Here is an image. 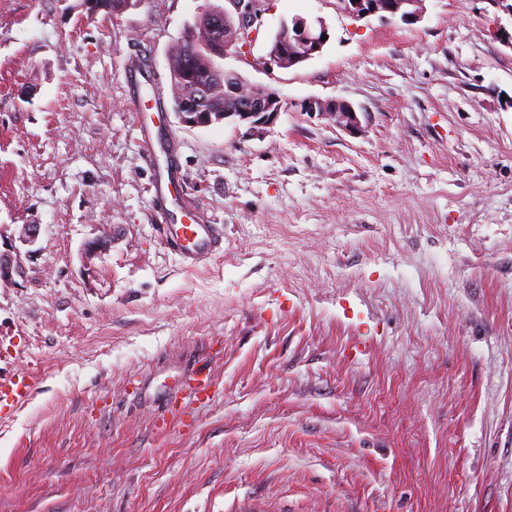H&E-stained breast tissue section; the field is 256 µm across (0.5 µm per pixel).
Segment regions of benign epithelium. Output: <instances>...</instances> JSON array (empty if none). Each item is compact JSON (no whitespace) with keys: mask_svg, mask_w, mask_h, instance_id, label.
<instances>
[{"mask_svg":"<svg viewBox=\"0 0 512 512\" xmlns=\"http://www.w3.org/2000/svg\"><path fill=\"white\" fill-rule=\"evenodd\" d=\"M233 10L226 9L205 12L224 18V42L221 46H210V54L218 59L225 58L230 51L243 52L253 41L261 14L260 0H229ZM341 9L351 17L361 20L378 15L382 18L400 19L408 24L420 21L424 13V0H339ZM329 34L325 22L318 19L310 22L295 17L282 23L267 53L266 64L281 69L295 67L320 54L326 41L322 36ZM224 96L235 100V106L221 113H214L209 107L206 92L199 91L184 99L177 107L180 122L190 127H207L218 123H232L245 126L252 135H259L277 121L284 110V102L272 89L249 84L242 77L224 85ZM300 111L319 119H325L337 128L357 134L361 121L355 107L345 100H322L308 98L299 103ZM18 267V255L0 252V282H11Z\"/></svg>","mask_w":512,"mask_h":512,"instance_id":"benign-epithelium-1","label":"benign epithelium"}]
</instances>
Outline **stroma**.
<instances>
[{"label": "stroma", "mask_w": 512, "mask_h": 512, "mask_svg": "<svg viewBox=\"0 0 512 512\" xmlns=\"http://www.w3.org/2000/svg\"><path fill=\"white\" fill-rule=\"evenodd\" d=\"M224 3L0 0V377L33 385L0 413V512H512V0H260L223 61L284 102L259 136L152 106ZM296 16L329 41L266 68ZM196 212L224 251L187 268L163 227ZM424 0H339L341 9L351 17L361 20L369 16L399 18L413 24L420 21L424 13ZM300 112L310 117L328 120L337 128L349 133L361 131V121L355 107L345 100L308 98L299 103ZM212 386L213 382L209 373L203 375L201 372H196L189 377L184 392L188 393L194 401L204 402L210 400Z\"/></svg>", "instance_id": "1"}]
</instances>
